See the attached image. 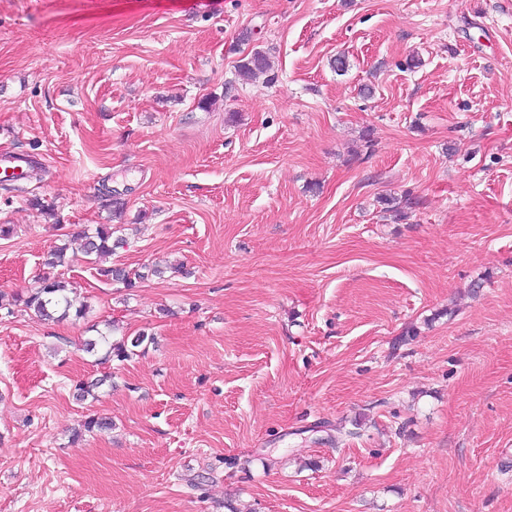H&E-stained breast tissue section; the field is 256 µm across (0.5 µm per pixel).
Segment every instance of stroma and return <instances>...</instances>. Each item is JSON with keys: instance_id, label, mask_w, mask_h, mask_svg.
I'll list each match as a JSON object with an SVG mask.
<instances>
[{"instance_id": "1", "label": "stroma", "mask_w": 512, "mask_h": 512, "mask_svg": "<svg viewBox=\"0 0 512 512\" xmlns=\"http://www.w3.org/2000/svg\"><path fill=\"white\" fill-rule=\"evenodd\" d=\"M1 151V296L145 278L0 309V512H512V0H0ZM269 68L270 63L267 53L262 50H255L250 57L238 65L237 76L240 80L244 81L266 73ZM31 171L30 162L27 157L10 153L0 152V174L4 175L6 181L23 180ZM112 224H98L92 230L83 229L71 236L60 246H54L48 253V257L43 263L49 269H55L58 266H64L69 261L68 252L72 255L81 253L91 264L97 263L101 258L112 255V251L120 244H123V238L113 235L117 232ZM97 274L105 281L111 284L119 285L117 290H130L136 287L138 280L143 279L144 275L135 271H130L124 267L112 265H98L94 267ZM69 286V282L63 278L45 272L38 278L37 286L31 293L24 299L17 298L15 302H22L25 309L47 321L62 320L69 316L70 311H74L77 318L83 317L86 304L76 296H70L74 292ZM107 329V332L96 330L97 336L85 341L84 348L86 352L94 353L98 351V347H102L105 350L102 357L104 361H110L116 358V360L122 362L128 360L133 355H137L135 350L128 346V337H122L118 341H113L111 334L113 329L110 328V325L107 326Z\"/></svg>"}]
</instances>
